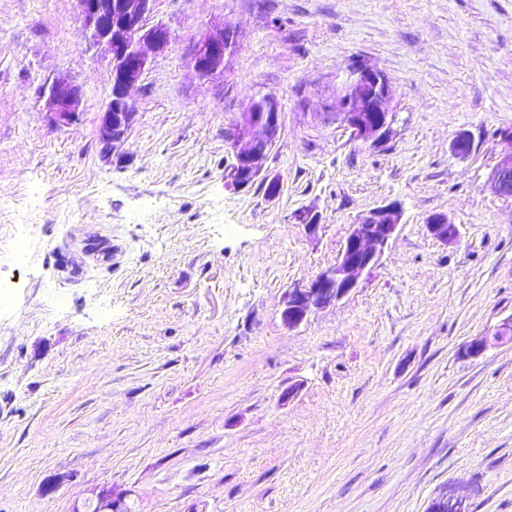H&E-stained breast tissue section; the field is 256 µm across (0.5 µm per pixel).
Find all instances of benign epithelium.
Here are the masks:
<instances>
[{
	"mask_svg": "<svg viewBox=\"0 0 512 512\" xmlns=\"http://www.w3.org/2000/svg\"><path fill=\"white\" fill-rule=\"evenodd\" d=\"M152 0H79L84 21V37L95 46H103L110 55L112 94L102 112L99 140L103 149L117 151L130 130L135 112L129 98L130 89L140 81L148 66L144 46L166 50L175 34L165 24L147 26ZM232 40L224 27L207 31L196 42L193 62L199 78L206 80L224 72ZM48 106L55 123L73 122L83 101L81 87L65 75L57 76L45 87ZM390 91L385 76L374 68L360 64L349 69L342 90L341 122L356 140L384 143L391 123ZM281 122L278 100L264 96L226 131L224 139L233 152L234 163L224 178L236 190H242L264 171L266 155L258 150L274 146L280 137ZM501 159L492 174L495 191L512 196V131L499 133ZM401 220L394 204L373 208L350 225L349 233L336 262L322 270L305 288H294L284 297L281 321L293 330L315 309L334 305L359 287L381 262ZM429 233L443 244L459 240L457 225L443 214L426 219ZM512 334V317L502 322L494 336H482L469 342L466 353L481 355L496 336ZM99 512H124L125 499L103 490L96 496ZM428 512H467L462 500L446 492L436 498Z\"/></svg>",
	"mask_w": 512,
	"mask_h": 512,
	"instance_id": "obj_1",
	"label": "benign epithelium"
}]
</instances>
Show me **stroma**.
<instances>
[{"label": "stroma", "mask_w": 512, "mask_h": 512, "mask_svg": "<svg viewBox=\"0 0 512 512\" xmlns=\"http://www.w3.org/2000/svg\"><path fill=\"white\" fill-rule=\"evenodd\" d=\"M149 21L176 39L149 52L115 157L110 57L78 0H0V512L104 489L130 512H427L447 490L512 512V341L465 352L512 317V198L490 182L512 0H153ZM222 25L236 47L199 79L195 42ZM353 64L388 81L385 145L338 115ZM61 73L84 92L65 126L43 94ZM266 95L280 138L265 179L232 191L224 130ZM392 202L373 276L285 328V292ZM434 213L458 243L430 235ZM429 233L438 241L448 245L459 240V229L456 224L448 221L444 214H433L426 219Z\"/></svg>", "instance_id": "obj_1"}]
</instances>
